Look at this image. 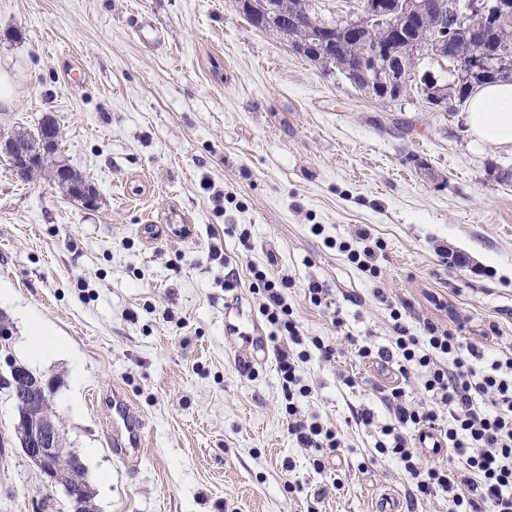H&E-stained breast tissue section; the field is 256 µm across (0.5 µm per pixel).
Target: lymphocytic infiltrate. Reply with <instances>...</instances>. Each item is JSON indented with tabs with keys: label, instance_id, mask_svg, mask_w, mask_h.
Listing matches in <instances>:
<instances>
[{
	"label": "lymphocytic infiltrate",
	"instance_id": "1",
	"mask_svg": "<svg viewBox=\"0 0 512 512\" xmlns=\"http://www.w3.org/2000/svg\"><path fill=\"white\" fill-rule=\"evenodd\" d=\"M381 239L358 230L353 241L339 242L337 249L349 262L378 277ZM224 289L231 292L248 282L259 298L258 313L275 339L274 356L287 400L288 432L299 447L321 453L335 451L341 440L319 419H300L296 398L309 396L312 387L303 366L312 354L331 360L335 348L321 337L304 335L287 298L292 281L275 274L269 264L249 263L247 277H240L232 257H225ZM393 345L374 350L363 343L358 357L379 355L394 360L400 373L417 370L424 397L407 400L403 387H393L385 397L391 415L376 448L401 463L416 495L445 492L451 512H512V352L490 353L485 345L467 343L431 321L420 334H410L399 309H392ZM435 434L437 445L453 449L458 467L443 470L426 466L416 448L415 436ZM318 458L314 468H321Z\"/></svg>",
	"mask_w": 512,
	"mask_h": 512
}]
</instances>
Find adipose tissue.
<instances>
[{"mask_svg": "<svg viewBox=\"0 0 512 512\" xmlns=\"http://www.w3.org/2000/svg\"><path fill=\"white\" fill-rule=\"evenodd\" d=\"M474 142L512 147V83L497 81L479 87L464 114Z\"/></svg>", "mask_w": 512, "mask_h": 512, "instance_id": "1", "label": "adipose tissue"}]
</instances>
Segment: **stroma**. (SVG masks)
<instances>
[{
  "instance_id": "obj_1",
  "label": "stroma",
  "mask_w": 512,
  "mask_h": 512,
  "mask_svg": "<svg viewBox=\"0 0 512 512\" xmlns=\"http://www.w3.org/2000/svg\"><path fill=\"white\" fill-rule=\"evenodd\" d=\"M0 71V134L53 117L57 160L98 192L82 206L0 154V377L17 362L52 380L95 512H448L447 494L413 500L377 452L397 366L355 349L391 345L392 302L410 332L461 322L467 341L512 349L511 148L473 143L464 105L361 95L234 0H0ZM360 228L385 244L379 278L332 246ZM218 243L242 268L273 260L304 333L337 349L304 364L313 391L298 401L342 439L322 470L288 433L275 360L242 370L224 340ZM313 282L326 306L305 298ZM34 320L57 352L32 354ZM116 394L147 424L134 467L112 446ZM363 410L372 425L356 424ZM15 425L0 387V512H70Z\"/></svg>"
}]
</instances>
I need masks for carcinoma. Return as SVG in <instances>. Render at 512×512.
<instances>
[{"label":"carcinoma","instance_id":"carcinoma-1","mask_svg":"<svg viewBox=\"0 0 512 512\" xmlns=\"http://www.w3.org/2000/svg\"><path fill=\"white\" fill-rule=\"evenodd\" d=\"M441 2L443 0H427L431 9L420 16L396 13L382 26L371 25L357 31L346 28L343 19L325 21L319 18L312 12L308 0H275V11L270 10V0H251L246 18L258 29L265 31L272 28L281 34L288 33L286 40L293 49H304L308 60L325 69L335 68L361 83L372 69V59L366 57L364 50L367 43L378 47L382 53L394 52L404 70L414 73L418 53L424 49L434 52L429 38L434 36L431 32L436 18L434 6ZM491 54L512 59V14L502 16L495 22L481 14H466L459 24L448 25V50L443 52L441 58L452 66L449 71L453 77L450 102L462 103L476 88L495 82L499 77L504 79L512 76L508 73L498 76L490 69L483 73L469 69L474 58ZM46 125L47 122H41L34 133L19 132L11 138V142L30 152H38ZM46 169L53 170L54 181L66 188L73 198L86 184L70 167L56 161L51 155L29 169L24 179L28 180ZM58 448L57 478L63 483L69 478V461L75 453L64 448L61 442Z\"/></svg>","mask_w":512,"mask_h":512}]
</instances>
